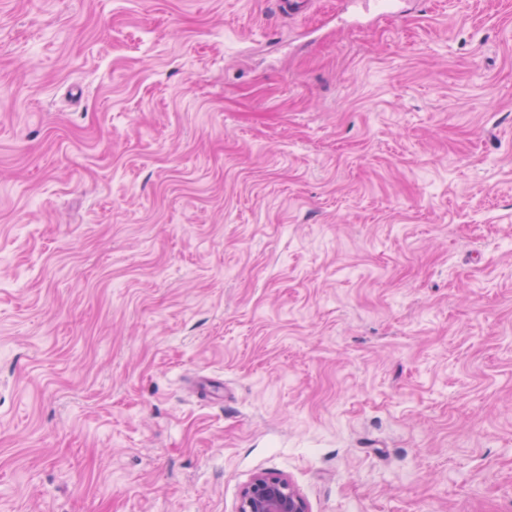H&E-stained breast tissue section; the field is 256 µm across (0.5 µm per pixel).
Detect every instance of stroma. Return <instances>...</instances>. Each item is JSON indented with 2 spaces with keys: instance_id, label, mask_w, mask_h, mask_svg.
Returning <instances> with one entry per match:
<instances>
[{
  "instance_id": "35a3bbf8",
  "label": "stroma",
  "mask_w": 512,
  "mask_h": 512,
  "mask_svg": "<svg viewBox=\"0 0 512 512\" xmlns=\"http://www.w3.org/2000/svg\"><path fill=\"white\" fill-rule=\"evenodd\" d=\"M0 0V512H512V0ZM307 504L288 478L255 475L241 490L237 512H308Z\"/></svg>"
}]
</instances>
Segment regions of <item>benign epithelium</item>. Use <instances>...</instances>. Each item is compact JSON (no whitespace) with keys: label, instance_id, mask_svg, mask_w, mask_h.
I'll use <instances>...</instances> for the list:
<instances>
[{"label":"benign epithelium","instance_id":"benign-epithelium-1","mask_svg":"<svg viewBox=\"0 0 512 512\" xmlns=\"http://www.w3.org/2000/svg\"><path fill=\"white\" fill-rule=\"evenodd\" d=\"M237 512H308V508L288 478L261 473L242 488Z\"/></svg>","mask_w":512,"mask_h":512}]
</instances>
